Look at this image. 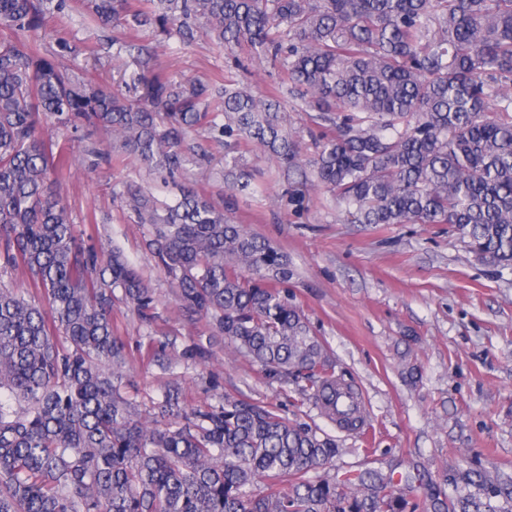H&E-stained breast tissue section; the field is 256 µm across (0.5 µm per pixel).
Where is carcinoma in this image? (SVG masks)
I'll use <instances>...</instances> for the list:
<instances>
[{
    "mask_svg": "<svg viewBox=\"0 0 512 512\" xmlns=\"http://www.w3.org/2000/svg\"><path fill=\"white\" fill-rule=\"evenodd\" d=\"M80 0L102 27L152 26L226 50L245 41L283 80L255 93L140 72L123 94L46 54L38 32L68 0H0V273L18 268L47 306L0 283V512H418L394 493L309 476L336 440L276 408L231 396L188 410L167 387L149 421L121 390L115 289L144 314L155 294L120 250L105 264L78 243L55 189L73 156L44 127H86L149 171L173 177L211 157L188 132L224 144V187L248 189L240 147L285 167L300 146L283 102L322 129L315 179L359 224H452L482 260L512 266V0ZM154 235L146 249L183 310L208 317L266 374L331 419L336 366L288 288L270 242L190 188L169 202L122 193Z\"/></svg>",
    "mask_w": 512,
    "mask_h": 512,
    "instance_id": "1",
    "label": "carcinoma"
}]
</instances>
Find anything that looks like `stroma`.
Returning <instances> with one entry per match:
<instances>
[{"mask_svg":"<svg viewBox=\"0 0 512 512\" xmlns=\"http://www.w3.org/2000/svg\"><path fill=\"white\" fill-rule=\"evenodd\" d=\"M124 36L90 21L74 0L39 34L44 52L68 41L80 50L75 71L117 87L131 79L113 58L112 41ZM133 38L149 48L151 69L176 81L217 84L234 71L266 92L281 80L246 44L227 51L200 33L181 46L152 27L139 28ZM45 134L74 156L58 190L78 231L119 247L155 292L148 319L122 295L112 302L113 332L126 354L123 390L140 410L167 385L181 389L189 409L227 395L247 399L333 436L339 452L328 472L337 480L389 473L396 494L426 505L441 489L452 500L470 494V487L453 483L469 470L491 473L512 490V268L476 257L467 237L449 224L347 223L327 193L291 194L276 161L247 147L244 163L266 191L234 192L228 215L287 256L297 306L337 373L363 399L367 430L348 432L303 399L296 385L270 379L223 338L211 337L206 320L177 306L170 278L144 249L148 225L136 223L117 196L133 184L168 201L185 185L223 202L224 147L207 129L193 130L190 138L211 156L212 175L191 166L168 183L119 152L88 155L89 147H106L103 134L85 138L52 125ZM195 342L207 344L208 357L180 359Z\"/></svg>","mask_w":512,"mask_h":512,"instance_id":"1","label":"stroma"}]
</instances>
